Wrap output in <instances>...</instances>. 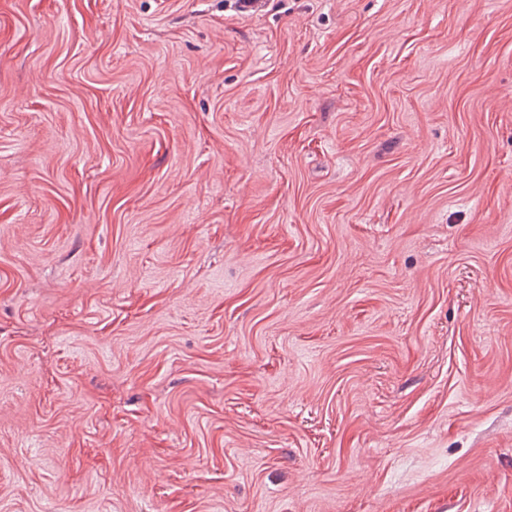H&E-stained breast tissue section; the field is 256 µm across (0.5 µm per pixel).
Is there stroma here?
<instances>
[{
	"label": "stroma",
	"instance_id": "stroma-1",
	"mask_svg": "<svg viewBox=\"0 0 512 512\" xmlns=\"http://www.w3.org/2000/svg\"><path fill=\"white\" fill-rule=\"evenodd\" d=\"M0 512H512V0H0Z\"/></svg>",
	"mask_w": 512,
	"mask_h": 512
}]
</instances>
